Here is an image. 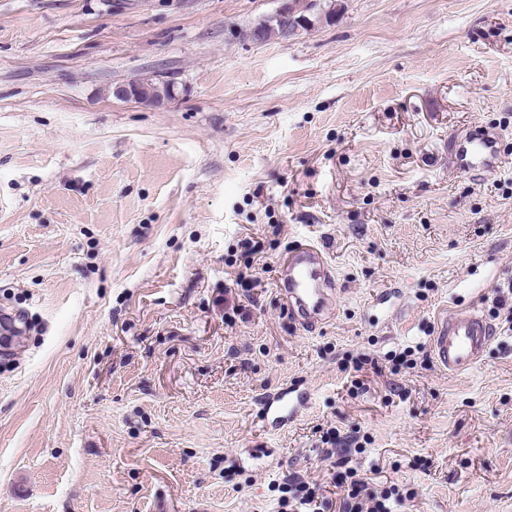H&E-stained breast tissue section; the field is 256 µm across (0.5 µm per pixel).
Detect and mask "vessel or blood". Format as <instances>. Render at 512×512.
I'll return each instance as SVG.
<instances>
[{
	"mask_svg": "<svg viewBox=\"0 0 512 512\" xmlns=\"http://www.w3.org/2000/svg\"><path fill=\"white\" fill-rule=\"evenodd\" d=\"M499 138L481 125L472 126L464 135L448 141V158L452 166L465 175L489 176L501 164ZM284 271L281 293L291 317L305 329L321 322L322 315L336 288L332 265L313 241H298L283 256ZM495 339V330L478 310L444 318L437 325L430 349L437 365L457 374L479 364ZM311 396L301 391L276 393L263 405V418L283 423L295 418Z\"/></svg>",
	"mask_w": 512,
	"mask_h": 512,
	"instance_id": "obj_1",
	"label": "vessel or blood"
}]
</instances>
